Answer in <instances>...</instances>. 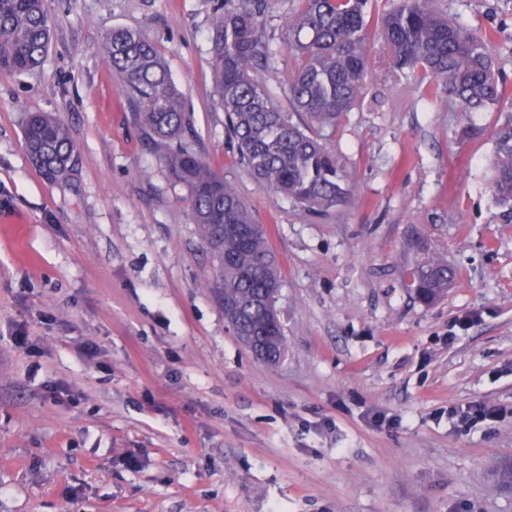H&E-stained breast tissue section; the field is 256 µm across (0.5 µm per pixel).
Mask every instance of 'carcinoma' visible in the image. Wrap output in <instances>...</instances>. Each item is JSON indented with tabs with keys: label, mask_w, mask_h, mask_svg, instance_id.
<instances>
[{
	"label": "carcinoma",
	"mask_w": 512,
	"mask_h": 512,
	"mask_svg": "<svg viewBox=\"0 0 512 512\" xmlns=\"http://www.w3.org/2000/svg\"><path fill=\"white\" fill-rule=\"evenodd\" d=\"M285 23L284 44L297 65L283 86L280 105L259 79L276 51L265 36L269 0H224L211 20V67L224 108L225 134L239 160L264 190L309 211L326 213L351 196L352 173L328 146L341 119L360 102L372 40L381 29L393 70L423 73L435 93L468 112L500 104L503 83L488 36L471 33L441 14L436 0H393L371 20L368 0H298ZM51 38L46 0H0V73H25L42 62ZM112 66L132 108L134 123L161 151L175 183L188 192L191 220L217 262L211 288L228 302L247 303L246 325L264 334L277 363L285 352L282 327H269L266 301L280 271L267 230L254 222L234 187L193 150V125L182 94L149 36L112 27L96 47ZM24 147L50 182H71L76 149L68 124L57 114L30 113ZM488 186L495 203L512 212V134L501 137L490 163ZM222 224L252 228L244 244ZM455 272L442 262L414 272V292L426 304L448 293Z\"/></svg>",
	"instance_id": "cac0c4a2"
}]
</instances>
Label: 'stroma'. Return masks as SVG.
<instances>
[{
	"label": "stroma",
	"instance_id": "stroma-1",
	"mask_svg": "<svg viewBox=\"0 0 512 512\" xmlns=\"http://www.w3.org/2000/svg\"><path fill=\"white\" fill-rule=\"evenodd\" d=\"M223 2L47 0L42 64L0 75V512H512L494 472L512 460V217L487 185L512 133V0H438L491 37L506 96L484 112L394 72L375 36L365 95L331 138L352 198L325 215L261 189L225 135ZM297 5L266 15L273 90L296 66L282 45ZM116 26L152 39L192 148L269 232L277 364L225 330L187 191L95 51ZM28 112L68 123L77 189L31 163ZM434 260L456 278L426 306L410 284ZM474 402L502 413L461 420Z\"/></svg>",
	"mask_w": 512,
	"mask_h": 512
}]
</instances>
